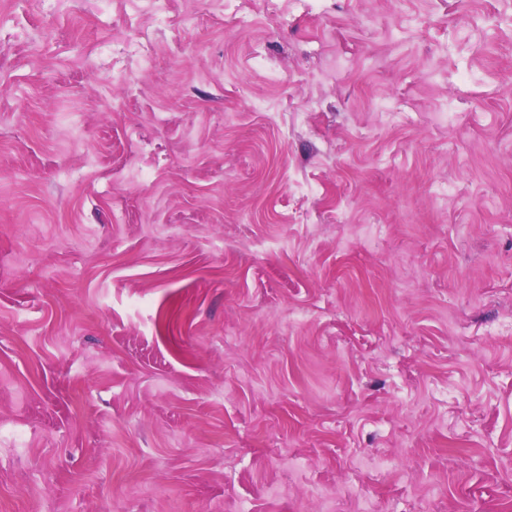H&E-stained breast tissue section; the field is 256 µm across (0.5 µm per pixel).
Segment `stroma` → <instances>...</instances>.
<instances>
[{
    "mask_svg": "<svg viewBox=\"0 0 512 512\" xmlns=\"http://www.w3.org/2000/svg\"><path fill=\"white\" fill-rule=\"evenodd\" d=\"M0 0V512H512V0Z\"/></svg>",
    "mask_w": 512,
    "mask_h": 512,
    "instance_id": "stroma-1",
    "label": "stroma"
}]
</instances>
